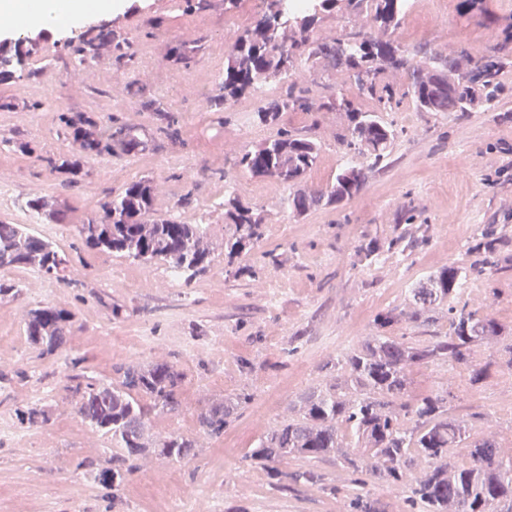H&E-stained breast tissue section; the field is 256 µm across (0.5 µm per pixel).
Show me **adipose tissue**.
<instances>
[{
    "label": "adipose tissue",
    "instance_id": "ef3b65f1",
    "mask_svg": "<svg viewBox=\"0 0 512 512\" xmlns=\"http://www.w3.org/2000/svg\"><path fill=\"white\" fill-rule=\"evenodd\" d=\"M121 7V0H0V17L17 29L55 32L77 26L88 15Z\"/></svg>",
    "mask_w": 512,
    "mask_h": 512
}]
</instances>
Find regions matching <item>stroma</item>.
<instances>
[{
  "mask_svg": "<svg viewBox=\"0 0 512 512\" xmlns=\"http://www.w3.org/2000/svg\"><path fill=\"white\" fill-rule=\"evenodd\" d=\"M460 3L410 0L394 39L411 54H488L512 27V0H480L467 14ZM265 8L264 0H236L229 10L196 13L182 0H126L111 21L130 44L131 69L82 83L84 66L58 48L60 36L51 33L28 61L36 72L28 81L30 107L0 111V133L38 151L34 157L7 151L0 183L9 186L11 199L0 204V216L29 225L68 258L57 277L10 271L22 291L0 301V512H344L355 487L335 457L289 456L269 468L247 461L246 453L293 416L303 394L334 384L336 359L377 335L376 315L409 308L411 288L441 267H460L464 302L493 314L512 333V68L500 74L505 93L498 102L467 117L421 112L408 100L385 113L398 136L383 166L349 200L299 216L286 205L287 185L235 170L233 161L279 126L308 131L321 151L305 185L324 186L349 160L338 141L345 113L287 112L276 126L252 123L259 107L279 97L276 80L230 111L212 112L192 84L206 74L210 91H217L223 58L208 53L178 70L164 60L185 32L209 47L225 43L252 27ZM135 79L152 95L167 94L182 119L179 140L159 132L156 113L128 102L123 87ZM67 111L128 120L152 136L155 148L121 159L125 173L116 182L100 173L111 156L84 158L78 185L63 187L46 159L68 150L59 121ZM144 176L157 186V214L173 210L180 220L204 226L205 271L170 283L161 263L103 252L79 236V225L95 216L106 195ZM36 183L58 201L62 222L40 223L27 210ZM230 186L264 218L261 238L232 259L224 252L231 227L220 206ZM187 194L191 204L178 207ZM412 223L423 227L425 243L389 249ZM481 226L492 230L498 258L496 270L482 274L474 271L478 255L470 250ZM34 279L40 287H31ZM47 303L74 315L65 347L54 353L30 345L23 331L25 313ZM504 360L500 346L479 348L473 363L488 367L489 376L473 388L449 379L447 364L414 365L410 393L449 391L450 414L473 421L471 438H493L512 451V376L501 375ZM157 361L185 378L178 413L154 416L148 434L197 438L196 454L180 462L150 456L118 489L102 486L95 474L111 467L112 440L77 415L70 377L78 371L93 382L115 383V365ZM242 394L250 400L223 435L199 433L200 413ZM32 407L45 412V424L19 423L18 411ZM274 468L279 478L271 477ZM305 469L321 482H293L292 474Z\"/></svg>",
  "mask_w": 512,
  "mask_h": 512,
  "instance_id": "1",
  "label": "stroma"
}]
</instances>
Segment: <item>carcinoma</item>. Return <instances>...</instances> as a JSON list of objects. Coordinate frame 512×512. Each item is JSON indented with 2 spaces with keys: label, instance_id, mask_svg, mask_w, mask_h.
Returning <instances> with one entry per match:
<instances>
[{
  "label": "carcinoma",
  "instance_id": "carcinoma-1",
  "mask_svg": "<svg viewBox=\"0 0 512 512\" xmlns=\"http://www.w3.org/2000/svg\"><path fill=\"white\" fill-rule=\"evenodd\" d=\"M407 7L408 0H311L299 16L284 12L281 0H268L273 20H260L235 37L224 55V76L217 93L208 99L210 111L225 112L245 93L277 79L282 82L281 94L257 110L260 123L273 124L284 112H344L350 124L340 134L343 145L350 153L369 156L378 166L396 137L382 113L396 111L403 99H410L421 112H455L460 117L479 103L496 100L502 93L498 77L512 67V30L504 32L500 46L489 56L473 57L461 50L454 56L414 63L388 36L400 25ZM334 9L366 15L377 32L314 37L319 15ZM27 41L20 37L0 44V83L32 75L26 69ZM105 45L111 48L113 65L119 69L128 65L131 56L126 41L108 22L91 26L66 42L81 64L98 60ZM203 51L202 40H183L169 49L166 65L186 67ZM322 60L357 78L366 72L371 75L369 83L357 84L351 98L332 91L314 102L298 83L297 73L317 75L314 63ZM390 69L407 73L406 88L399 91L385 81ZM124 90L140 109L158 113L167 136L180 137L179 115L148 94L143 83L128 82ZM363 101L372 103L373 109L362 110ZM60 121L69 153L46 162L52 171L67 175L70 183L76 181L82 159L88 156L107 153L121 159L150 151L152 138L131 123L110 119L103 125L88 112L73 111L62 113ZM319 151L311 135L282 129L275 138L244 150L234 168L294 186L315 166ZM369 172L348 165L318 190H296L288 196V207L301 216L323 203H340L360 190ZM154 201L151 179L131 180L94 217L79 225L78 233L90 246L134 260L162 262L180 276L205 270L209 256L205 229L171 213L154 216ZM27 207L42 223L63 219L45 194L32 196ZM222 207L224 223L233 225L226 242L232 257L261 237L263 218L233 188L224 192ZM472 250L484 252L481 268L498 266L495 243L486 230L480 231ZM65 263V254L52 241L25 224L0 219V272L31 267L43 276H55ZM463 279L460 268L444 267L411 289V308L387 311L375 319L382 331L402 321L418 322L431 305L453 298L455 304L448 307L449 335L433 336L426 343H410L396 336L368 337L360 347L336 359V370L345 374L343 381L301 397L295 415L264 435L250 449L248 460L266 465L288 455L322 459L338 453L352 473L368 472L402 489L409 512H512V454H505L493 440H470L468 421L448 412V392L409 395L408 369L419 362L439 361L450 369L468 367L472 386L488 378V369L474 366L473 356L476 348L499 343L504 328L493 315L471 310L460 301ZM73 318L70 311L45 304L26 312L24 332L31 345L55 352L66 344ZM116 371L121 381L115 385L89 381L75 387L80 393V418L111 435L120 450L112 456V467L96 474L99 483L108 487L120 485L134 462L149 455L181 461L195 456L197 448L196 439L179 434L158 441L146 436L154 415L179 410L183 373L167 362L121 365ZM246 402L247 398L237 397L212 405L198 416L199 431L210 436L223 433L234 411ZM348 436L358 452L344 449ZM457 448L466 450L467 464L458 466L448 460Z\"/></svg>",
  "mask_w": 512,
  "mask_h": 512
}]
</instances>
